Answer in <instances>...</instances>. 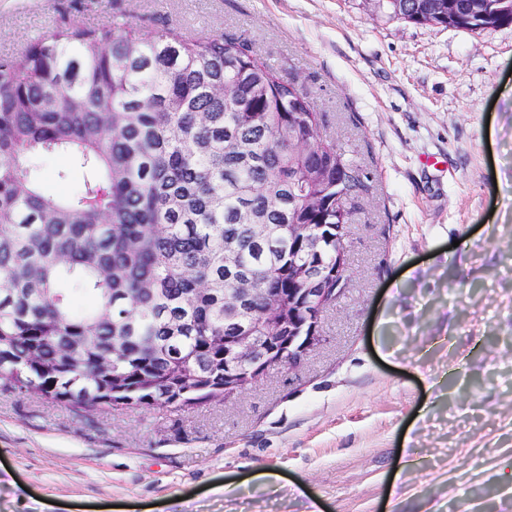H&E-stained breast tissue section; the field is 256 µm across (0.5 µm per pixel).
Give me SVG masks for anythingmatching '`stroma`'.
I'll return each instance as SVG.
<instances>
[{
    "instance_id": "35a3bbf8",
    "label": "stroma",
    "mask_w": 512,
    "mask_h": 512,
    "mask_svg": "<svg viewBox=\"0 0 512 512\" xmlns=\"http://www.w3.org/2000/svg\"><path fill=\"white\" fill-rule=\"evenodd\" d=\"M117 17L241 36L297 78L369 185L349 287L304 365L225 404L0 391V512H512V24L374 0H0V60Z\"/></svg>"
}]
</instances>
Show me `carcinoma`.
I'll use <instances>...</instances> for the list:
<instances>
[{
	"label": "carcinoma",
	"instance_id": "obj_1",
	"mask_svg": "<svg viewBox=\"0 0 512 512\" xmlns=\"http://www.w3.org/2000/svg\"><path fill=\"white\" fill-rule=\"evenodd\" d=\"M512 23V9L452 24ZM290 83L229 34L145 39L129 22L62 27L0 61V387L88 410L166 415L224 399V320L235 281L224 241L241 244L239 272L288 299V235L256 240L241 222L325 225L330 287L336 249V163L349 210L369 191L336 139L288 147L324 126ZM82 172L70 195L47 193L43 160ZM324 192L323 205L308 206ZM85 307H76V298ZM264 342L288 333L254 302ZM209 373L183 393L176 372Z\"/></svg>",
	"mask_w": 512,
	"mask_h": 512
}]
</instances>
